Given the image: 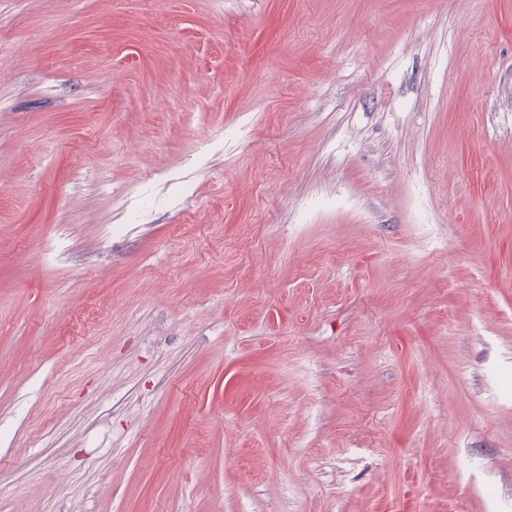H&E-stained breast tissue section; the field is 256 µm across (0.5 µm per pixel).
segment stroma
<instances>
[{
  "instance_id": "stroma-1",
  "label": "stroma",
  "mask_w": 512,
  "mask_h": 512,
  "mask_svg": "<svg viewBox=\"0 0 512 512\" xmlns=\"http://www.w3.org/2000/svg\"><path fill=\"white\" fill-rule=\"evenodd\" d=\"M0 512H512V0H0Z\"/></svg>"
}]
</instances>
